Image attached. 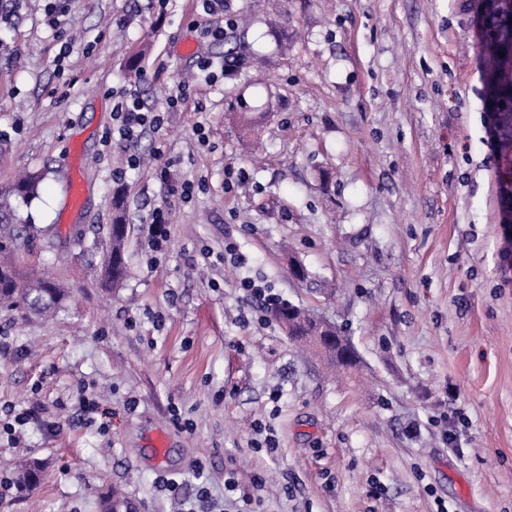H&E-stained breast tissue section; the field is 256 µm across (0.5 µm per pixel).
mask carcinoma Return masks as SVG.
Masks as SVG:
<instances>
[{
	"mask_svg": "<svg viewBox=\"0 0 512 512\" xmlns=\"http://www.w3.org/2000/svg\"><path fill=\"white\" fill-rule=\"evenodd\" d=\"M498 8L487 12L486 41L500 39L506 32L505 22L512 15V0H497ZM496 96L499 102L497 111L503 113L501 136L512 139V74L504 77L498 84ZM40 176L26 173L19 176L8 189H0V304L11 308H20L37 317L54 314L67 300L68 292L59 282L40 275L33 268L20 265V255L30 251L34 241L46 236L52 225L37 227L21 223L11 204V197L30 201L38 195ZM114 216L110 224L109 239L74 238V246L83 256L99 258L102 284L117 287L126 278L129 271L128 237L129 228L125 223L124 199L120 191L112 194ZM274 314L286 322H292L291 335L294 340L312 350L331 370L351 371L357 365L354 347L334 332H323L320 342L309 340L308 335L319 329L316 320L301 309L298 314L288 317L287 309L279 306ZM40 466L36 462L18 465L17 480L23 488H32L39 481Z\"/></svg>",
	"mask_w": 512,
	"mask_h": 512,
	"instance_id": "1",
	"label": "carcinoma"
}]
</instances>
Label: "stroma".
Instances as JSON below:
<instances>
[{"instance_id": "35a3bbf8", "label": "stroma", "mask_w": 512, "mask_h": 512, "mask_svg": "<svg viewBox=\"0 0 512 512\" xmlns=\"http://www.w3.org/2000/svg\"><path fill=\"white\" fill-rule=\"evenodd\" d=\"M45 5L0 0V186L44 172L18 210L58 234L29 260L71 294L50 319L0 310V419L43 407L0 438V476L44 467L0 512H105L116 489L172 512L164 477L194 512H512V267L474 0H228L220 42L196 0H67L55 28ZM134 89L165 122L124 142ZM242 107L248 131L226 118ZM116 187L132 273L104 289L72 241L111 223ZM245 277L340 326L357 374L327 375Z\"/></svg>"}]
</instances>
